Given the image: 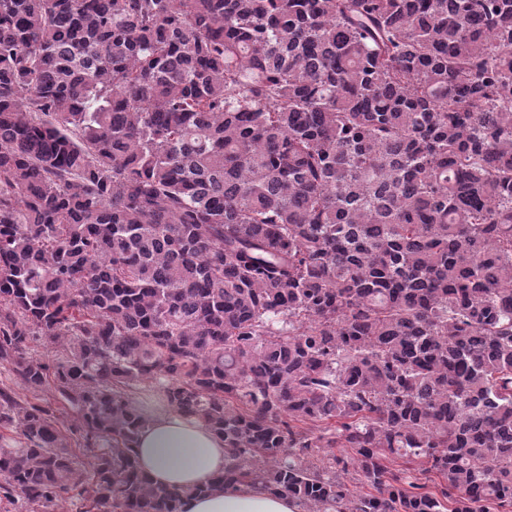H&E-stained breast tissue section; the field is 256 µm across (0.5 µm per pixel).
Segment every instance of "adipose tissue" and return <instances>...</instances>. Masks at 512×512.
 Listing matches in <instances>:
<instances>
[{
  "label": "adipose tissue",
  "instance_id": "obj_1",
  "mask_svg": "<svg viewBox=\"0 0 512 512\" xmlns=\"http://www.w3.org/2000/svg\"><path fill=\"white\" fill-rule=\"evenodd\" d=\"M137 410L146 422L138 433L139 470L153 485L199 486L224 472V440L201 421L173 407L158 390L138 394ZM182 512H298L286 495L243 485L184 500Z\"/></svg>",
  "mask_w": 512,
  "mask_h": 512
}]
</instances>
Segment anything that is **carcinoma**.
Listing matches in <instances>:
<instances>
[{
	"mask_svg": "<svg viewBox=\"0 0 512 512\" xmlns=\"http://www.w3.org/2000/svg\"><path fill=\"white\" fill-rule=\"evenodd\" d=\"M4 373L25 512H512V0H0ZM135 406L146 418L135 448L148 483L193 487L224 473V439L208 426L173 407L159 390L139 393ZM182 512H298L288 495L271 494L244 485H226L224 490L184 500Z\"/></svg>",
	"mask_w": 512,
	"mask_h": 512,
	"instance_id": "cac0c4a2",
	"label": "carcinoma"
}]
</instances>
